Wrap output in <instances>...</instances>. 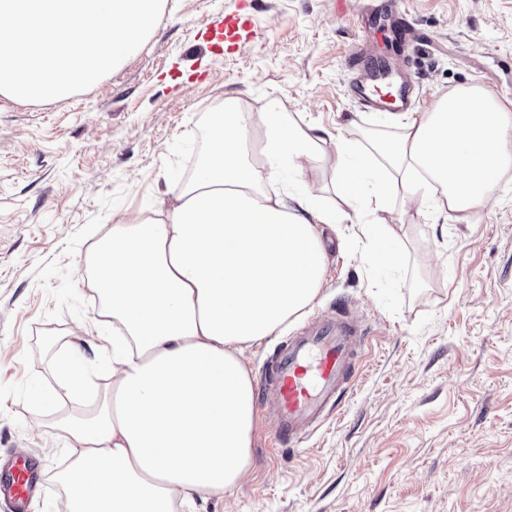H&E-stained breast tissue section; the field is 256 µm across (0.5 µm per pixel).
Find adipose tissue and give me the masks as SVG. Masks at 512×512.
<instances>
[{
    "mask_svg": "<svg viewBox=\"0 0 512 512\" xmlns=\"http://www.w3.org/2000/svg\"><path fill=\"white\" fill-rule=\"evenodd\" d=\"M397 140L369 148L275 103L247 111L225 98L208 126L198 175L161 218L113 224L89 261L112 342V385L84 417L61 418L73 461L60 512H174L176 502L237 490L251 462L253 385L242 348L279 335L314 303L326 254L321 226L356 222L365 257L401 266L391 198L437 195L439 207H485L512 167V107L481 88L448 93L430 111L386 112ZM334 150L332 185L346 208L323 205L306 174ZM80 349L60 354L58 390L92 377Z\"/></svg>",
    "mask_w": 512,
    "mask_h": 512,
    "instance_id": "1",
    "label": "adipose tissue"
}]
</instances>
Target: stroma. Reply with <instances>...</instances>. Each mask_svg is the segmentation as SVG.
I'll use <instances>...</instances> for the list:
<instances>
[{
	"label": "stroma",
	"mask_w": 512,
	"mask_h": 512,
	"mask_svg": "<svg viewBox=\"0 0 512 512\" xmlns=\"http://www.w3.org/2000/svg\"><path fill=\"white\" fill-rule=\"evenodd\" d=\"M414 47L406 73L422 113L479 87L512 100V0H168L147 41L84 92L0 97V454L30 452L55 512L70 463L59 414L32 403L56 385L57 355L91 351L112 325L83 258L122 216L168 208L208 151L212 112L233 96L277 101L349 141L400 129L347 94L359 48L393 59L395 9ZM469 216L424 203L388 221L404 264H368L348 225L324 228L327 264L309 314L345 303L371 348L340 413L273 450L258 413L241 488L196 497L195 512H512V168Z\"/></svg>",
	"instance_id": "obj_1"
}]
</instances>
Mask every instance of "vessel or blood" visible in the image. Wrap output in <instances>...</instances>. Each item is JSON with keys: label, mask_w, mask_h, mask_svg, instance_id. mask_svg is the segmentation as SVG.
I'll return each instance as SVG.
<instances>
[{"label": "vessel or blood", "mask_w": 512, "mask_h": 512, "mask_svg": "<svg viewBox=\"0 0 512 512\" xmlns=\"http://www.w3.org/2000/svg\"><path fill=\"white\" fill-rule=\"evenodd\" d=\"M361 76L348 87L362 111L402 112L411 105L413 86L401 83L381 93L384 64L361 60ZM367 334L347 317L344 304L288 337L264 366L256 383L260 408L275 416L277 444L302 442L334 410L340 409L357 372ZM43 479L33 456L17 454L0 461V500L8 512H29Z\"/></svg>", "instance_id": "b4317fda"}]
</instances>
